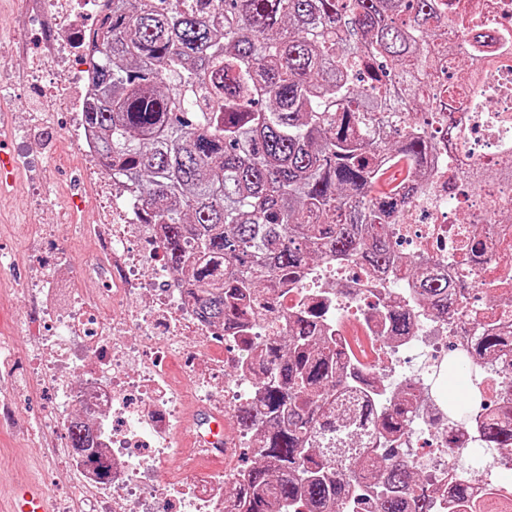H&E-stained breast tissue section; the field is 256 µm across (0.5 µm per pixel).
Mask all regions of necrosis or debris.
Here are the masks:
<instances>
[{
	"instance_id": "obj_1",
	"label": "necrosis or debris",
	"mask_w": 512,
	"mask_h": 512,
	"mask_svg": "<svg viewBox=\"0 0 512 512\" xmlns=\"http://www.w3.org/2000/svg\"><path fill=\"white\" fill-rule=\"evenodd\" d=\"M56 17L52 33L54 68L59 90L80 83L82 99L95 87L88 75L92 56L73 51L82 28L79 18L97 14L100 0H47ZM480 18L465 20L450 38L472 43L485 32L512 33V0H481ZM497 93L484 112H466L462 123L467 143L462 153L443 159V172L407 207L402 223L393 225L399 254L422 255L461 289L448 313L418 305L412 280L381 277L359 265L332 258L307 266L301 276L276 286L279 315L251 316L244 335L224 339L217 355L209 344L217 328L200 318L188 284L160 262L162 242L158 225L134 218L140 204L137 186L110 179L97 160L94 134L80 117H73L68 136L84 161V179L97 185L111 203L98 223L85 226L97 242L83 279L96 284L95 293L67 303L72 280L56 273L33 275L29 293L41 298L38 309L42 349L34 374L60 392L68 420L80 421L93 435V451L107 465L111 482L101 481L85 461L84 452H64V463L79 487L89 512H230L228 483L242 480L241 470L202 477L193 467L167 474L172 442L180 424L181 390L171 379L166 362L176 355L197 357L189 382L209 411L228 414L238 406L257 403L252 369L242 366L244 344L265 347L288 331V324L311 304H322V331L332 336L349 372L363 371L367 380L355 384L353 397L382 391H403L422 384L423 375L411 372L414 356L441 366L450 353L470 351L479 329L487 327V311L478 304L481 293L512 286V182L494 180L477 186L456 175L460 158L481 168L512 167L502 145L512 142V68L493 79ZM482 233L483 252L462 259L461 247ZM150 243L143 251L137 240ZM150 277H143L144 268ZM116 311L103 315L104 306ZM412 314L406 335L391 332L386 320L393 307ZM357 335H350V328ZM481 379L480 399H468L462 409L465 429L452 428L441 397L422 396L413 424L400 435V458L433 478L428 492L434 512H456L454 484L449 478L461 444L480 445L483 418L512 398L503 372L478 363L469 368ZM466 483L471 502L496 496L502 512H512V461L496 459L478 464Z\"/></svg>"
}]
</instances>
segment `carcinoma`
<instances>
[{
    "label": "carcinoma",
    "mask_w": 512,
    "mask_h": 512,
    "mask_svg": "<svg viewBox=\"0 0 512 512\" xmlns=\"http://www.w3.org/2000/svg\"><path fill=\"white\" fill-rule=\"evenodd\" d=\"M86 45L96 94L85 122L100 132L104 170L140 177V220L162 227L164 259L190 273L198 314L235 332L275 284L313 260L339 257L418 284L443 313L448 281L415 263L401 268L386 226L465 142L448 126L445 58L467 70L465 112L487 102L488 76L512 62V36L487 53L448 38V0H104ZM400 164L405 177L378 185ZM464 182L512 179L460 162ZM392 331L412 327L395 309ZM512 355V334L475 337L472 356ZM262 400L236 420L255 433L254 463L236 489V512H346L366 484L377 512H433L414 491L419 474L390 437L417 411L416 396L370 401L357 413L337 400L352 384L319 315L288 327L282 346L251 356ZM378 445H363L366 427ZM70 447L91 453L73 423ZM481 446L512 448V404L486 417Z\"/></svg>",
    "instance_id": "1"
}]
</instances>
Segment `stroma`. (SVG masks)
<instances>
[{"label":"stroma","instance_id":"35a3bbf8","mask_svg":"<svg viewBox=\"0 0 512 512\" xmlns=\"http://www.w3.org/2000/svg\"><path fill=\"white\" fill-rule=\"evenodd\" d=\"M53 28L45 0H0V38L12 49L10 66L0 70V110L8 112L14 126L26 114L52 113L59 130L47 138L40 126L28 128L52 165L45 170L21 163L15 186L0 196V512H6L15 483L39 485L56 502L71 497L74 487L73 479L60 472L66 430L55 394L28 375L41 344L30 317L37 300L27 295L24 280L61 262L72 275H80L96 249L94 240L71 228L45 236L40 227L67 213L75 195L84 204L86 223H95L103 200L84 183L80 160L67 152L61 132L70 122L69 113L62 111L56 96L33 89L27 79L28 69L51 55ZM46 179L54 185L49 210L42 208L39 196Z\"/></svg>","mask_w":512,"mask_h":512}]
</instances>
